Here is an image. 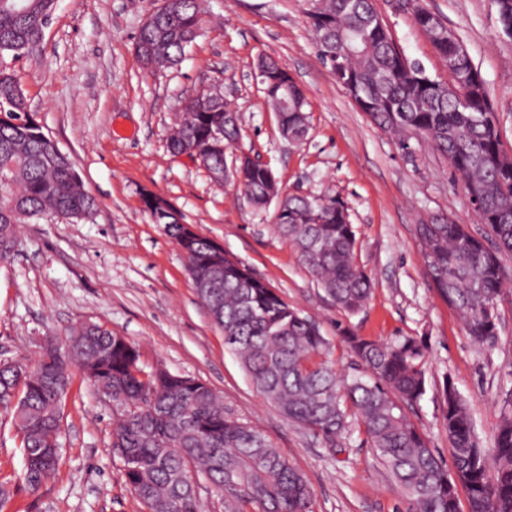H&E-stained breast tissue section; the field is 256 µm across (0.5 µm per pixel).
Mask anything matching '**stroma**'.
Segmentation results:
<instances>
[{
    "label": "stroma",
    "mask_w": 512,
    "mask_h": 512,
    "mask_svg": "<svg viewBox=\"0 0 512 512\" xmlns=\"http://www.w3.org/2000/svg\"><path fill=\"white\" fill-rule=\"evenodd\" d=\"M462 39L498 111L512 152V37L494 0H421ZM158 0H57L43 39L17 65L36 120L66 153L98 208L86 220L22 225L10 261L0 263V361L35 363L47 337L98 322L140 350L146 365L206 381L224 409L259 430L306 477L313 512H409L360 426L336 447L288 421L254 390L196 295L187 260L163 225L152 223L142 191L164 197L196 232L243 261L319 324L340 373L353 357L342 336L426 348L427 390L411 417L443 461L444 377L467 400L483 447L512 413V303L499 306L498 340L480 345L437 294L421 256L418 224L444 217L482 233L447 158L413 136H397L360 112L317 56L306 0H202L212 20L174 69L152 73L135 37ZM394 41L428 75L448 69L410 12L375 0ZM286 64L307 100L309 133L283 140L256 76L259 56ZM221 84L240 116L242 149L267 163L283 192L329 194L349 208L356 257L372 294L348 314L320 288L295 247L277 233L274 208L255 210L232 184L217 185L167 135L183 102ZM112 404L82 379L65 401L62 465L40 494L28 491L17 427L0 409V512H141L112 455Z\"/></svg>",
    "instance_id": "1"
}]
</instances>
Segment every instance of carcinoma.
<instances>
[{
  "mask_svg": "<svg viewBox=\"0 0 512 512\" xmlns=\"http://www.w3.org/2000/svg\"><path fill=\"white\" fill-rule=\"evenodd\" d=\"M309 27L320 61L340 76L382 128L420 131L451 162L465 193L478 204L484 236L440 218L418 225L421 253L438 295L462 316L467 335L492 346L498 336V306L512 283L499 254L512 253V156L503 148L498 117L471 56L436 38L450 80L435 79L397 47L380 22L374 0H309ZM57 0H0V255L16 243L21 224H36L48 212L84 220L96 210L68 156L55 148L28 109L16 64L42 40ZM200 0H170L140 26L136 55L143 66H176L208 29ZM264 95L279 114V130L294 141L308 136L303 91L270 57H260ZM224 99H199L183 107L175 125L173 154L198 150L210 175L224 171V150L208 148L210 133L239 136L224 120ZM270 169L258 164L236 187L257 209L271 202ZM153 223L181 244V225L165 205L142 198ZM274 217L279 234L336 306L360 311L372 282L356 260V233L347 205L330 197L289 196ZM189 274L205 276L224 266V280L199 295L225 348L237 356L255 391L293 424L327 442L363 427L383 465L410 503V512H512V417H503L490 448L480 446L469 406L453 380L443 381V426L453 469L430 447L405 408L426 392L425 349L406 337L379 343L344 334L361 368L348 377L328 360L330 343L319 325L284 301L240 260H231L198 236L184 247ZM78 368L92 386L112 393L116 420L111 448L124 468L121 478L143 512H201L193 480L207 479L224 494V512H313L304 476L260 432L224 411L204 381L147 371L136 346L94 323L71 331L64 344L48 341L33 366L0 362V406L12 409L21 438L24 482L36 494L58 470L62 401Z\"/></svg>",
  "mask_w": 512,
  "mask_h": 512,
  "instance_id": "obj_1",
  "label": "carcinoma"
}]
</instances>
